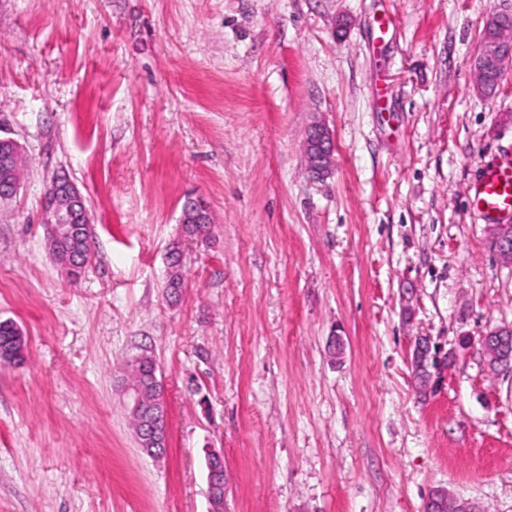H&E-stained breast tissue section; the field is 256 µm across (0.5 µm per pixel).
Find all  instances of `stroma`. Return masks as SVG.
<instances>
[{"label": "stroma", "instance_id": "obj_1", "mask_svg": "<svg viewBox=\"0 0 512 512\" xmlns=\"http://www.w3.org/2000/svg\"><path fill=\"white\" fill-rule=\"evenodd\" d=\"M493 12L512 0H0V137L27 161L0 199V320L29 346L0 367V512H209L208 448L224 512H424L436 489L512 512V367L478 345L512 326V266L469 194L512 157V70L474 89ZM62 175L94 241L75 282L40 222ZM190 197L214 231L182 240L173 304ZM421 336L452 356L425 397ZM144 351L160 463L121 392ZM305 160L315 178L327 176L334 166V144L330 130L323 123L309 126L305 137Z\"/></svg>", "mask_w": 512, "mask_h": 512}]
</instances>
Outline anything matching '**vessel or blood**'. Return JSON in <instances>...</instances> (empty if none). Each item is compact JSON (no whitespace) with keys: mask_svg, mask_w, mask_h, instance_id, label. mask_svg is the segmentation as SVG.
<instances>
[{"mask_svg":"<svg viewBox=\"0 0 512 512\" xmlns=\"http://www.w3.org/2000/svg\"><path fill=\"white\" fill-rule=\"evenodd\" d=\"M470 193L476 211L486 223L512 220V160L485 166Z\"/></svg>","mask_w":512,"mask_h":512,"instance_id":"obj_1","label":"vessel or blood"}]
</instances>
